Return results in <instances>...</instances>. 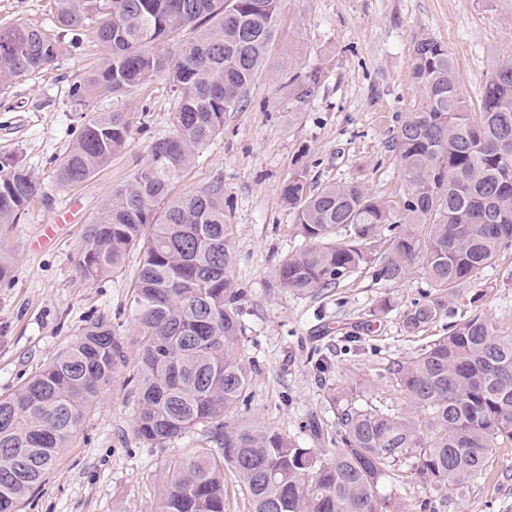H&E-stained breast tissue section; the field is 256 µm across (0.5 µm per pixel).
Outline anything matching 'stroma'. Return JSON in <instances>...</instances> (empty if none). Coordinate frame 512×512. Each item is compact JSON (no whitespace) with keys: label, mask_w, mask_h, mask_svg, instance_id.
Returning a JSON list of instances; mask_svg holds the SVG:
<instances>
[{"label":"stroma","mask_w":512,"mask_h":512,"mask_svg":"<svg viewBox=\"0 0 512 512\" xmlns=\"http://www.w3.org/2000/svg\"><path fill=\"white\" fill-rule=\"evenodd\" d=\"M52 16V0H0V27L48 30ZM424 32L447 46L463 96L477 107L498 57L512 52V0H284L278 37L244 107L225 113L223 132L170 183L178 197L224 180V210L234 232L232 274L243 291L246 327L237 356L251 374L248 400L235 409V419L300 436L308 415L331 420L324 387L340 379L360 383L361 403L404 411L385 378L388 363L446 332L444 319L423 337L400 324L404 308L427 291L420 271L397 284L357 273L317 299L275 284L279 262L302 243L281 199L297 165L315 181L355 179L400 204L407 185L388 142L397 114L422 97L411 52ZM62 45L54 65L0 90V156L16 157L41 186L18 223L0 224V249L11 262L9 277L0 281V393L37 374L96 320L109 321L117 338L134 348L130 281L138 255L130 254L121 276L89 284L76 273L77 250L113 185L147 162L154 140L174 133L177 95L165 78L125 97L94 95L88 112L130 113V138L92 177L60 188L55 170L77 126L70 93L109 54L86 35ZM313 67L321 74L315 95L297 102L288 77ZM45 224L56 225V236L33 250ZM484 282L477 290L462 289L453 318L480 312L501 335L512 336V250L500 253ZM386 300L389 312L378 314ZM345 332L356 334L358 343L341 342ZM316 352L327 356V373L317 371ZM135 367L130 358L117 368L19 512H154L169 465L204 446L208 431L199 426L160 447L139 439ZM381 492L404 512H512V444L497 449L473 481L432 488L406 471Z\"/></svg>","instance_id":"obj_1"}]
</instances>
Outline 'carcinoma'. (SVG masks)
Here are the masks:
<instances>
[{
    "mask_svg": "<svg viewBox=\"0 0 512 512\" xmlns=\"http://www.w3.org/2000/svg\"><path fill=\"white\" fill-rule=\"evenodd\" d=\"M54 3L61 26L89 29L109 48L89 85L72 90L79 126L55 170L58 185L88 179L130 138L128 113L86 116L90 93L130 94L157 76L178 92L175 134L155 140L148 163L112 188L85 226L76 262L79 276L94 283L123 274L126 256L138 253V437L160 446L208 423L219 445L169 466L156 512H224L226 469L250 512H390L379 486L409 462L430 487L481 474L494 449L512 442V336L478 313L389 364L386 379L405 413L358 405L351 381L326 386L332 449L230 419L248 397L250 375L234 354L245 327L224 181L177 199L169 198V182L224 131L225 113L244 103L276 39L283 0ZM61 50L43 29L0 27V86L50 66ZM412 77L423 99L397 116L389 144L408 185L401 205L357 181L318 183L297 172L281 196L304 243L275 276L278 287L316 297L362 269L397 284L420 267L432 291L402 314L415 336L451 317L460 289L482 286L495 258L512 248V54L498 59L475 111L436 38L413 42ZM319 83L312 68L288 85L304 102ZM40 192L20 161L0 158V224L16 223ZM124 362L122 342L99 319L38 374L0 394V512H17L42 485L58 449Z\"/></svg>",
    "mask_w": 512,
    "mask_h": 512,
    "instance_id": "1",
    "label": "carcinoma"
}]
</instances>
